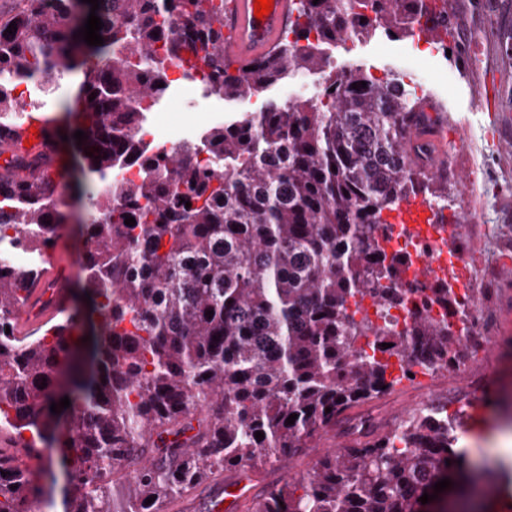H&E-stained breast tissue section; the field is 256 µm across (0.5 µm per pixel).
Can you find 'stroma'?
Segmentation results:
<instances>
[{
  "label": "stroma",
  "mask_w": 512,
  "mask_h": 512,
  "mask_svg": "<svg viewBox=\"0 0 512 512\" xmlns=\"http://www.w3.org/2000/svg\"><path fill=\"white\" fill-rule=\"evenodd\" d=\"M448 16L452 38L439 35L421 46L378 28L352 48H330L327 72L277 81L246 101L210 96L199 81L177 79L148 123L161 136L199 144L212 126L242 120L268 103L317 98L327 74L345 68L398 83L409 95L419 82H427L425 96L447 126L449 149L447 158L432 160L438 181L448 184V199L432 205L453 221V238L467 254L476 299L495 328L483 347L466 352L458 367L403 381L365 408L390 430L435 406L447 409L451 427H460L473 408L484 406V429L460 435L459 445L472 470L497 476L482 485L476 507L502 495L503 512H512V457L503 458L498 443L501 429L512 430V109H501L495 125L478 103L486 68L500 75L498 100L512 99V41L501 38L512 32V0H448ZM61 165L67 185L61 208L65 221L53 250L70 256L65 272L76 299L85 280L80 227L92 218L88 196L97 184L82 165L75 139L62 142ZM339 446L328 436L305 455L254 468L249 473L253 493L301 479L317 456Z\"/></svg>",
  "instance_id": "35a3bbf8"
}]
</instances>
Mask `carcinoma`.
Listing matches in <instances>:
<instances>
[{"instance_id":"obj_1","label":"carcinoma","mask_w":512,"mask_h":512,"mask_svg":"<svg viewBox=\"0 0 512 512\" xmlns=\"http://www.w3.org/2000/svg\"><path fill=\"white\" fill-rule=\"evenodd\" d=\"M429 2L293 0L295 40L249 62L251 70L224 56V0H99V46L76 36L91 10L82 0H28L0 24V71L48 90L84 70L80 94L49 116L35 154L21 151L25 121L0 85V156L10 154L0 172V242L54 245L60 198L48 172L62 128L85 133L79 150L100 178L139 167L89 198L82 293L91 303L78 320L18 335L12 315L34 273L0 261V432L44 457L63 512H164L228 467L305 454L341 423L347 446L242 512H424L425 493L456 503L494 481L467 469L433 411L388 433L345 415L417 364L431 373L453 366L454 321L467 329L453 292L426 284L401 334L355 318L367 297L382 310L407 299V258L383 246L382 213L432 181V144L412 136L433 122L421 99L341 72L315 100L271 103L212 128L202 148L186 142L156 153L144 141L171 68L199 77L210 95L248 100L321 69L350 26L404 37L448 32L447 0L437 12ZM417 344L428 353L421 363ZM65 396L70 407L52 413ZM15 458L0 448V512H39L43 488ZM444 478L451 485L435 493Z\"/></svg>"}]
</instances>
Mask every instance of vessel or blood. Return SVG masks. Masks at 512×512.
Returning <instances> with one entry per match:
<instances>
[{
    "label": "vessel or blood",
    "instance_id": "b4317fda",
    "mask_svg": "<svg viewBox=\"0 0 512 512\" xmlns=\"http://www.w3.org/2000/svg\"><path fill=\"white\" fill-rule=\"evenodd\" d=\"M254 3L255 0H230L224 11V54L230 59L246 62L263 56L277 43L293 17L292 0H272V12L261 20L254 15ZM428 210L423 197H412L403 202L392 221L405 225L412 235L420 238L448 237L446 221L429 223ZM409 274L420 282L431 281L446 276L447 269L442 262L425 258L411 267ZM69 302V281L53 266L30 285L16 315L30 332L59 313L68 311Z\"/></svg>",
    "mask_w": 512,
    "mask_h": 512
}]
</instances>
